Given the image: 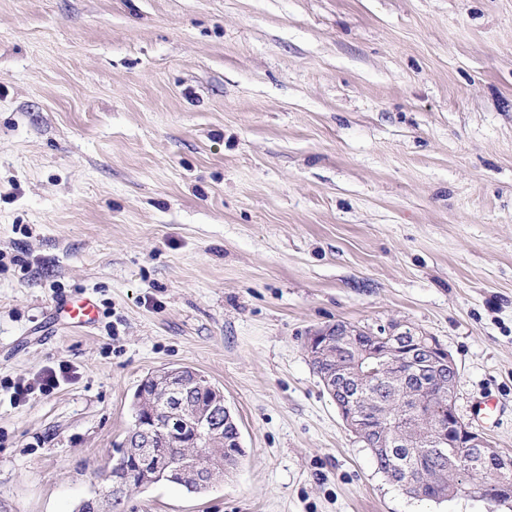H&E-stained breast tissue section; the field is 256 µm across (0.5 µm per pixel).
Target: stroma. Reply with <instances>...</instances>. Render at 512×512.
I'll list each match as a JSON object with an SVG mask.
<instances>
[{
  "label": "stroma",
  "mask_w": 512,
  "mask_h": 512,
  "mask_svg": "<svg viewBox=\"0 0 512 512\" xmlns=\"http://www.w3.org/2000/svg\"><path fill=\"white\" fill-rule=\"evenodd\" d=\"M338 322L436 337L512 453V0H0V512H74L179 366L245 456L123 512H488L375 469L306 349ZM58 315L73 326H86L97 317L96 303L91 297L64 299L57 303ZM74 374L75 372L67 364H59L58 369L53 367L42 369L33 383H13L7 386V389H12L10 401L14 404L26 402L36 392L49 395L59 388L61 383L70 380Z\"/></svg>",
  "instance_id": "stroma-1"
}]
</instances>
